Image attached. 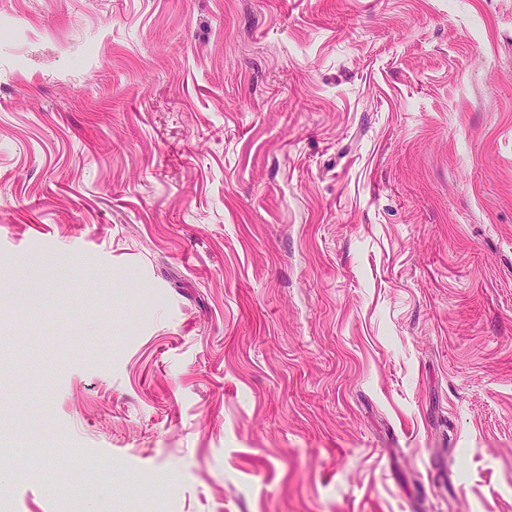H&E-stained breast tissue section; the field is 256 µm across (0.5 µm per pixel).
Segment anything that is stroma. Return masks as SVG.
Here are the masks:
<instances>
[{
    "label": "stroma",
    "mask_w": 512,
    "mask_h": 512,
    "mask_svg": "<svg viewBox=\"0 0 512 512\" xmlns=\"http://www.w3.org/2000/svg\"><path fill=\"white\" fill-rule=\"evenodd\" d=\"M0 512H512V0H0Z\"/></svg>",
    "instance_id": "1"
}]
</instances>
